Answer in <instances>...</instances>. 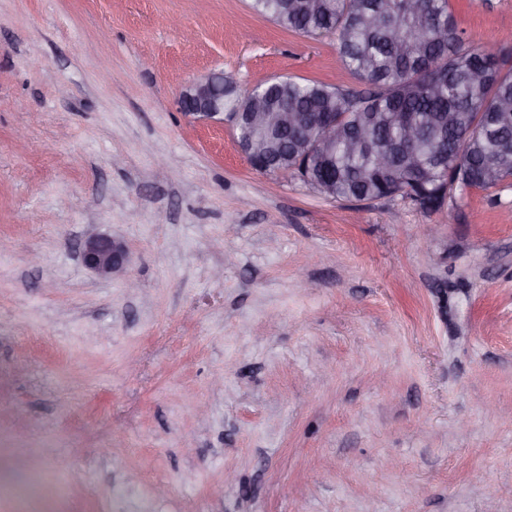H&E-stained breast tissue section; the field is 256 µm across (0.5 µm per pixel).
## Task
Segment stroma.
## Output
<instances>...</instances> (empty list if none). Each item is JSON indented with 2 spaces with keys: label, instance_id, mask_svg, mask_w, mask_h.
I'll return each instance as SVG.
<instances>
[{
  "label": "stroma",
  "instance_id": "stroma-1",
  "mask_svg": "<svg viewBox=\"0 0 512 512\" xmlns=\"http://www.w3.org/2000/svg\"><path fill=\"white\" fill-rule=\"evenodd\" d=\"M249 3L0 0V457L42 478L0 512H512V182L254 170L186 83L355 79ZM449 4L512 66V0ZM82 261L100 276L127 277L124 246L107 236L88 238L82 247Z\"/></svg>",
  "mask_w": 512,
  "mask_h": 512
}]
</instances>
